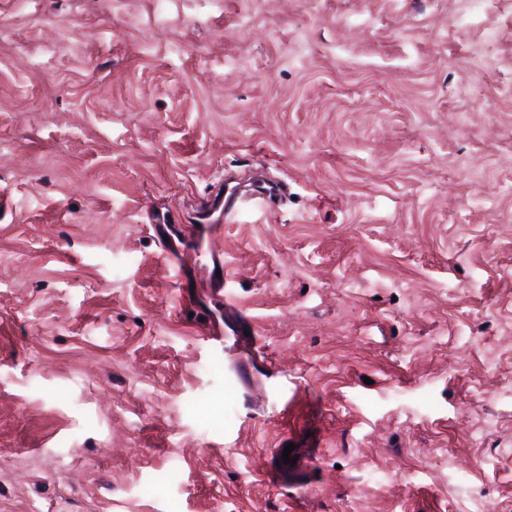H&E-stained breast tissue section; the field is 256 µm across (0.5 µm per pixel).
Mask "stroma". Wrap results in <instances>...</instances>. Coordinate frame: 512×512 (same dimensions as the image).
Listing matches in <instances>:
<instances>
[{
  "label": "stroma",
  "mask_w": 512,
  "mask_h": 512,
  "mask_svg": "<svg viewBox=\"0 0 512 512\" xmlns=\"http://www.w3.org/2000/svg\"><path fill=\"white\" fill-rule=\"evenodd\" d=\"M16 2L0 512H512V0ZM259 172L219 344L153 227Z\"/></svg>",
  "instance_id": "obj_1"
}]
</instances>
